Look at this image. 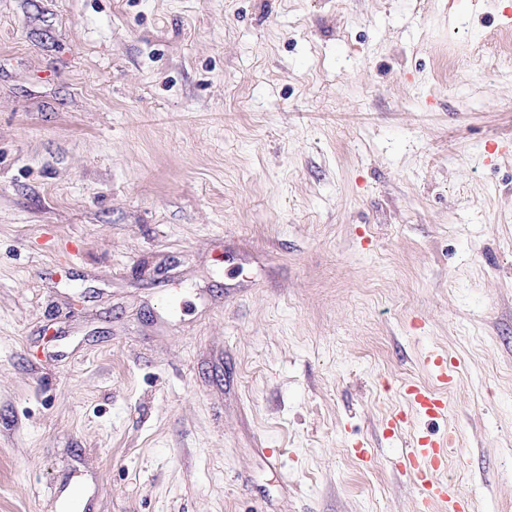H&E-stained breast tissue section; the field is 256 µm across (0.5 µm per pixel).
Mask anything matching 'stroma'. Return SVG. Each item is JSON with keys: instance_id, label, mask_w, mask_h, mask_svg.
Instances as JSON below:
<instances>
[{"instance_id": "1", "label": "stroma", "mask_w": 512, "mask_h": 512, "mask_svg": "<svg viewBox=\"0 0 512 512\" xmlns=\"http://www.w3.org/2000/svg\"><path fill=\"white\" fill-rule=\"evenodd\" d=\"M507 8L0 0V512H512ZM437 387L413 382L405 388L406 402L421 419L429 420L445 417L448 414V401L437 390H447L456 382L460 362H454L443 355L430 358ZM459 437L448 430L442 438L435 439L427 432H416L410 437L405 462L407 470L414 476L423 491L424 512L433 503L448 506V512H466L469 503L456 485L441 476L448 455L457 453Z\"/></svg>"}]
</instances>
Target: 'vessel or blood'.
I'll return each mask as SVG.
<instances>
[{"mask_svg":"<svg viewBox=\"0 0 512 512\" xmlns=\"http://www.w3.org/2000/svg\"><path fill=\"white\" fill-rule=\"evenodd\" d=\"M430 365L436 379L435 386L413 382L405 389L407 404L425 420L447 415L448 401L442 392L456 382L460 368L459 363L442 355L432 356ZM458 444L459 437L452 430L439 439L425 432L411 435L405 462L423 491L425 505L441 503L447 506L448 512H468V501L452 481L441 475L449 455L457 453Z\"/></svg>","mask_w":512,"mask_h":512,"instance_id":"1","label":"vessel or blood"}]
</instances>
